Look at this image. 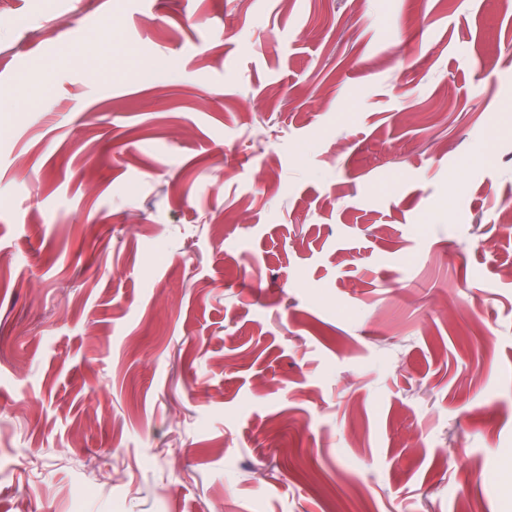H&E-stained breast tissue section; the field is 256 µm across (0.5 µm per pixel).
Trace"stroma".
Wrapping results in <instances>:
<instances>
[{"label": "stroma", "mask_w": 512, "mask_h": 512, "mask_svg": "<svg viewBox=\"0 0 512 512\" xmlns=\"http://www.w3.org/2000/svg\"><path fill=\"white\" fill-rule=\"evenodd\" d=\"M512 0H7L0 512H512Z\"/></svg>", "instance_id": "1"}]
</instances>
